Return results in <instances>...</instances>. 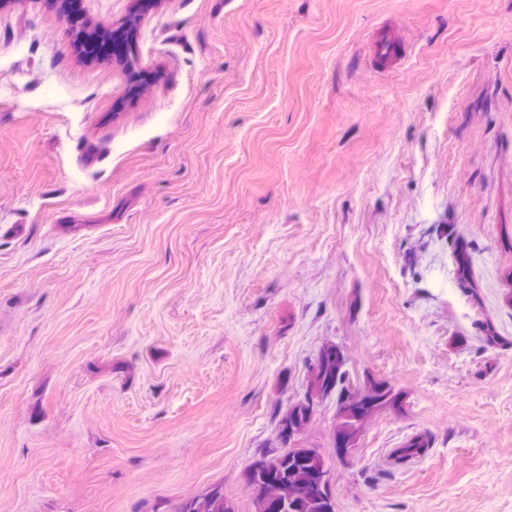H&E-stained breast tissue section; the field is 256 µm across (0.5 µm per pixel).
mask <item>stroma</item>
I'll list each match as a JSON object with an SVG mask.
<instances>
[{
  "label": "stroma",
  "instance_id": "obj_1",
  "mask_svg": "<svg viewBox=\"0 0 512 512\" xmlns=\"http://www.w3.org/2000/svg\"><path fill=\"white\" fill-rule=\"evenodd\" d=\"M80 2L0 6V512H253L328 344L336 512H512V0ZM371 384L373 383L369 385ZM369 385L364 390L352 392L350 398L338 410L339 418L341 416L351 418L361 429L359 431L353 430L342 426L340 422L337 425L335 423L333 429V450L335 449L337 458H347L350 455L351 450L355 448L360 440L368 422L375 414L386 409L397 410L402 406L398 393L385 404L373 402L369 397Z\"/></svg>",
  "mask_w": 512,
  "mask_h": 512
}]
</instances>
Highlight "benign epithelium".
I'll use <instances>...</instances> for the list:
<instances>
[{"instance_id": "7a95c632", "label": "benign epithelium", "mask_w": 512, "mask_h": 512, "mask_svg": "<svg viewBox=\"0 0 512 512\" xmlns=\"http://www.w3.org/2000/svg\"><path fill=\"white\" fill-rule=\"evenodd\" d=\"M330 354L335 355L332 364L336 368L339 369L344 364L343 355L332 344L324 346L320 356L315 358L311 364L309 384L304 395L310 415L324 399L321 380L325 372V358ZM401 406L402 401L398 395L392 397L387 403L381 404L370 399L367 388L352 392L350 398L340 406L338 416L353 419L361 430H353L340 424L334 426L333 447L336 457L346 458L350 455L363 434L362 428L367 426L375 414L386 409L396 410ZM301 433L302 429L299 427L294 429L290 426H279V436L284 450L298 449L297 437ZM251 468L262 472L261 487L254 489V512H284L287 501L297 496L313 502H323L331 498L329 468L325 465L317 466L306 471L299 478L288 481L277 474L275 467H268L264 462H256L251 465Z\"/></svg>"}]
</instances>
